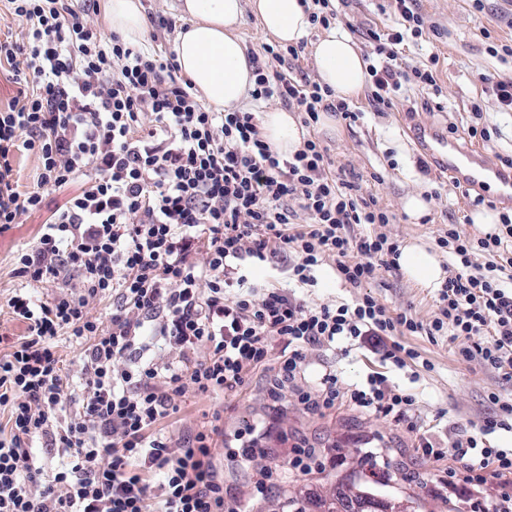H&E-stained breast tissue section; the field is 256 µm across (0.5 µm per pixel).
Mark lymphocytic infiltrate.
<instances>
[{
    "label": "lymphocytic infiltrate",
    "instance_id": "f902f5d3",
    "mask_svg": "<svg viewBox=\"0 0 512 512\" xmlns=\"http://www.w3.org/2000/svg\"><path fill=\"white\" fill-rule=\"evenodd\" d=\"M97 0H6L25 26L22 40L0 39V65L17 94L0 108V225L41 210L44 192L74 182L82 190L50 216L36 244L16 257L27 285L7 301L26 335L0 355V512H241L224 500L210 469L211 432L175 445L159 424L177 411L186 391L202 396L243 386L250 370L271 367V397L296 388L311 408L335 405V372L312 385L302 380L307 349L368 344L405 366L414 350L395 334L425 332L460 341L463 358L495 371L512 370V222L503 234L472 241L457 225L438 239L453 263L429 323L407 312L389 315L369 294L354 305L311 306L280 288L234 291L235 271L248 258L292 255L299 286L334 261L341 281L361 288L395 273L398 242L352 234L359 224L393 216L375 197L336 170L319 141L304 139L293 155L272 149L256 113L214 111L174 59L143 51L118 34L103 35ZM393 26L368 30L379 56L370 65L371 97L391 107L403 86L437 85L438 56L411 68L399 64L408 38L424 20L416 0H389ZM250 96L279 100L303 112L304 126L323 112L353 122L358 114L330 88L301 83L267 66L254 67ZM35 153L39 172L18 189V153ZM309 222L297 229L300 214ZM499 256L489 272L473 271L470 254ZM78 289L68 288L70 275ZM35 283H56L34 301ZM112 297L110 322L92 315L91 301ZM81 344L79 378L65 374L55 340ZM175 349L161 362L150 337ZM285 345L273 355V342ZM207 349L196 359L198 349ZM352 405L400 423L411 395L370 377L351 390ZM59 457L38 465L34 443ZM423 456L463 460L472 484L486 469L512 476V449L481 437L448 448L422 441ZM160 475L151 485V475Z\"/></svg>",
    "mask_w": 512,
    "mask_h": 512
}]
</instances>
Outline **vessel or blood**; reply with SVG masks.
<instances>
[{
    "label": "vessel or blood",
    "instance_id": "1",
    "mask_svg": "<svg viewBox=\"0 0 512 512\" xmlns=\"http://www.w3.org/2000/svg\"><path fill=\"white\" fill-rule=\"evenodd\" d=\"M418 145L437 168L463 190L490 198L499 208H512V168L490 161L475 147L462 146L458 139L437 131L417 129Z\"/></svg>",
    "mask_w": 512,
    "mask_h": 512
}]
</instances>
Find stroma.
I'll list each match as a JSON object with an SVG mask.
<instances>
[{
	"label": "stroma",
	"instance_id": "stroma-1",
	"mask_svg": "<svg viewBox=\"0 0 512 512\" xmlns=\"http://www.w3.org/2000/svg\"><path fill=\"white\" fill-rule=\"evenodd\" d=\"M381 0H348L339 7L334 26L345 30L357 25L351 39L363 55L374 47L362 35L363 29L386 30L390 14L378 9ZM152 25L142 46L169 53L186 20L176 10V0H142ZM424 19L422 38L407 41L404 62L418 64L429 53L439 56L440 94L411 85L395 99L392 108L375 110L370 91L353 101L361 113L356 123L341 121V137L328 135L321 126L309 132L326 146L337 165L346 167L349 178L363 192L378 197L395 214L392 224L376 225V233L399 244L417 242L435 250L441 263H449L447 249L437 240L448 225H458L469 238H484V231L472 223L473 203L461 188L449 182L436 168L421 171L422 154L412 134L419 126L448 133L450 126L466 128L477 122L496 129L497 134L482 145L496 162L512 157V112L500 111L491 91L479 76L490 73L499 80H512V57L492 55L490 48L502 41L512 42V8L504 0H418ZM80 189L71 184L45 193L44 206L22 215L19 223L0 231V306L25 280L16 272L15 257L33 245L52 212ZM414 192L428 195L427 220L410 219L403 211V199ZM289 259L280 255L264 261L246 259L239 270L248 288H284L288 285ZM315 287L305 289L313 305L355 303L371 293L390 313L410 312L426 323L437 312V291L421 288L403 273L374 283L370 290L340 284L332 264L322 265ZM406 348L418 352L416 360L402 368L382 360L370 347H353L350 352L312 348L307 380L336 372L341 390L366 383L380 374L390 385L414 397L407 422L398 424L366 414L347 399L335 408L318 412L307 409L293 393L279 400L268 396L269 374L250 372L241 391L217 398L186 392L177 398L178 411L164 423L173 442L183 443L198 431L213 433L212 466L224 485L226 499L239 502L246 512H278L287 497L297 496L308 512H317L321 499L361 487L377 498L408 502L412 512H471L473 504L495 499L504 485L494 472H486L480 489H472L463 462L454 457L440 461L416 452L421 437L437 445L466 440L478 435L485 419L501 418L491 394L512 402V380L485 368L479 360L463 359L458 345L448 338L414 333L402 336ZM265 429L263 453L243 461L240 452L248 446L246 432L251 426ZM324 448L335 457V465L307 474L292 473L287 457L300 444ZM272 470L267 490L257 488L256 474Z\"/></svg>",
	"mask_w": 512,
	"mask_h": 512
}]
</instances>
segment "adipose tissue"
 Wrapping results in <instances>:
<instances>
[{
  "instance_id": "1",
  "label": "adipose tissue",
  "mask_w": 512,
  "mask_h": 512,
  "mask_svg": "<svg viewBox=\"0 0 512 512\" xmlns=\"http://www.w3.org/2000/svg\"><path fill=\"white\" fill-rule=\"evenodd\" d=\"M105 21L113 32L135 42L148 28L141 0H101ZM178 9L189 20L175 42L180 72L195 85L209 106L229 108L244 100L254 86V65L238 36L245 12H252L265 32L282 45L306 39L312 24L300 0H179ZM320 85L350 100L363 91L367 64L355 43L336 30L325 31L313 44ZM265 138L283 155L293 154L303 131L290 112L271 107L261 117ZM397 262L412 282L437 286L445 272L434 252L411 243L401 248Z\"/></svg>"
}]
</instances>
